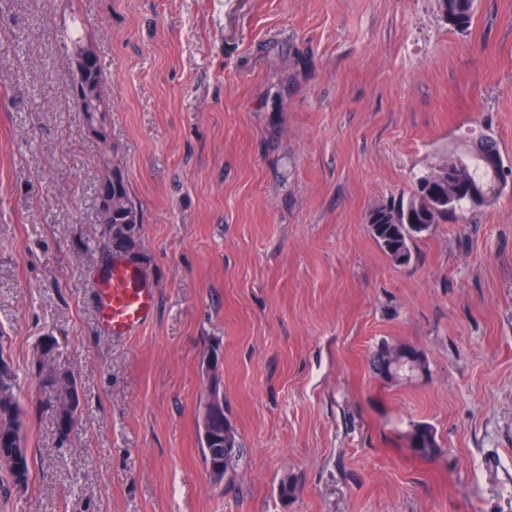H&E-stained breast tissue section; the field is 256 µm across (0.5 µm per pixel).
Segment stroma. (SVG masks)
<instances>
[{
	"instance_id": "obj_1",
	"label": "stroma",
	"mask_w": 512,
	"mask_h": 512,
	"mask_svg": "<svg viewBox=\"0 0 512 512\" xmlns=\"http://www.w3.org/2000/svg\"><path fill=\"white\" fill-rule=\"evenodd\" d=\"M108 78L107 137L69 94L63 30ZM494 137L512 165V0H0V344L29 410L28 490L0 512H512V189L394 266L369 210ZM143 218L155 308L98 322L100 157ZM81 412L60 439L44 336ZM427 369L377 378L382 342ZM246 450L204 465L202 362ZM426 421L440 448L406 433ZM296 484L282 499V480ZM442 16L449 25L460 32H467L474 15V0H439Z\"/></svg>"
}]
</instances>
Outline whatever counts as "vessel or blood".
<instances>
[{
  "mask_svg": "<svg viewBox=\"0 0 512 512\" xmlns=\"http://www.w3.org/2000/svg\"><path fill=\"white\" fill-rule=\"evenodd\" d=\"M101 328L112 336H128L143 327L154 307V291L127 265L115 264L97 283Z\"/></svg>",
  "mask_w": 512,
  "mask_h": 512,
  "instance_id": "b4317fda",
  "label": "vessel or blood"
}]
</instances>
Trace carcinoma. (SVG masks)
<instances>
[{
    "label": "carcinoma",
    "instance_id": "cac0c4a2",
    "mask_svg": "<svg viewBox=\"0 0 512 512\" xmlns=\"http://www.w3.org/2000/svg\"><path fill=\"white\" fill-rule=\"evenodd\" d=\"M442 16L450 26L460 32L468 31L474 15V0H439ZM478 152L458 158L445 154L436 162L414 176L408 194H402L387 204L368 212L367 221L371 234L383 253L399 267L409 265L413 258L412 245L436 224L458 221L467 209L476 208L470 202L463 181L481 182L493 189L498 175L485 166L481 155H501L497 140L491 136L481 138ZM112 224L106 236L114 245L128 244L137 258H142L139 247L141 211L129 183L117 164H112ZM370 367L375 375L389 382L411 380L423 374L426 359L419 349L407 343L383 342L372 352ZM46 381L53 388L51 404L57 429L67 437L70 419L81 411V394L73 374L52 370ZM18 373L10 354L0 347V469L12 486L18 490L29 486L32 455L27 443L29 411L18 396ZM214 441L201 444L206 469L216 465L223 468L217 482L230 481L244 457V448L236 428L228 417L213 423ZM410 443L424 454L435 452L440 445L434 426L428 422L412 424Z\"/></svg>",
    "mask_w": 512,
    "mask_h": 512
}]
</instances>
